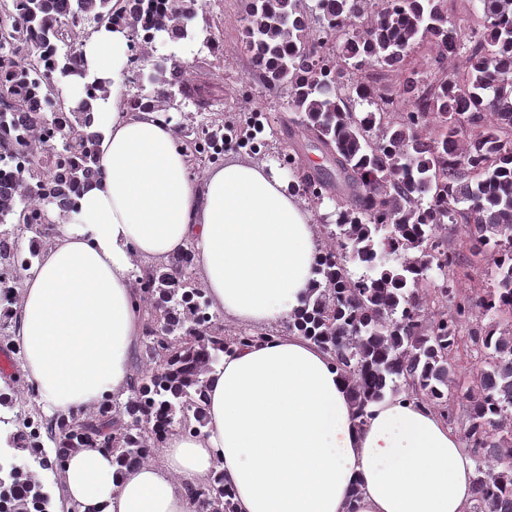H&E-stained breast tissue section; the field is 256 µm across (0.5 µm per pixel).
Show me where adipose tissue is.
<instances>
[{"mask_svg": "<svg viewBox=\"0 0 512 512\" xmlns=\"http://www.w3.org/2000/svg\"><path fill=\"white\" fill-rule=\"evenodd\" d=\"M127 27L82 42L86 70L110 83L94 122L100 182L19 281L12 343L48 414L126 394L144 320L132 271L187 244L213 308L258 329L293 317L321 253L313 217L267 165L233 161L192 179L175 121L128 111ZM207 427L166 434L159 458L118 467L93 445L59 473L58 512H191L188 488L215 464L235 512H467L474 461L432 408L400 396L358 421L327 354L296 334L235 353L211 378Z\"/></svg>", "mask_w": 512, "mask_h": 512, "instance_id": "obj_1", "label": "adipose tissue"}]
</instances>
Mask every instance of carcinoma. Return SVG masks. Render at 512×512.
Wrapping results in <instances>:
<instances>
[{
	"mask_svg": "<svg viewBox=\"0 0 512 512\" xmlns=\"http://www.w3.org/2000/svg\"><path fill=\"white\" fill-rule=\"evenodd\" d=\"M480 29L463 40L448 25V0H247L244 41L259 78L286 88L295 130L319 149L327 165L290 185L313 203L336 197V233L323 247L308 293L287 331L314 343L348 383L356 416L370 405L406 395L461 425L475 462L471 512H512V0H475ZM143 0H0V270L11 278L35 268L50 232L16 225L67 221L60 210L64 185L82 195L101 177L94 128L104 81L89 76L74 43L104 20L140 31ZM155 32L180 42L197 37L192 5L150 0ZM149 35L136 52L145 78L153 70ZM426 45L430 74L418 77L409 50ZM465 58L464 72L446 67ZM396 73L395 96L381 77L343 84L347 67ZM182 66L170 59L164 82L133 109L173 108L168 91L207 108V85L186 90ZM84 78L72 108L53 89ZM365 109L356 111V106ZM27 113L33 127L16 131L9 118ZM200 148H183L200 162L224 152V125L204 133ZM464 225L473 254L486 263L492 287H455L459 255L448 235ZM40 248L16 250L23 233ZM189 243L169 263L135 274L147 314L141 358L123 397L68 417L33 415L36 430L16 427L4 444L30 464L0 471V512H52L40 472H58L80 449L101 443L115 463L149 460L173 429L198 434L206 425L211 376L224 355L266 337L228 330L193 276ZM437 269L442 281H429ZM473 362L461 364L460 351ZM193 512H234L222 461L210 479L190 488Z\"/></svg>",
	"mask_w": 512,
	"mask_h": 512,
	"instance_id": "obj_1",
	"label": "carcinoma"
}]
</instances>
